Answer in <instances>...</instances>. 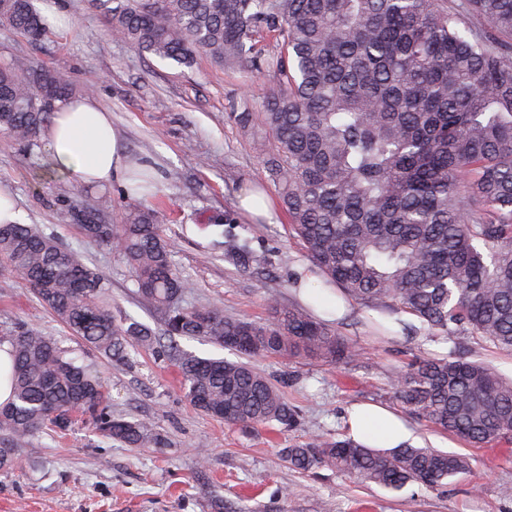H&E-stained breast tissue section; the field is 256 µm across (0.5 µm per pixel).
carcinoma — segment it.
<instances>
[{"label":"carcinoma","instance_id":"cac0c4a2","mask_svg":"<svg viewBox=\"0 0 512 512\" xmlns=\"http://www.w3.org/2000/svg\"><path fill=\"white\" fill-rule=\"evenodd\" d=\"M112 34L179 65L196 53L233 68L271 70L278 87L261 122L264 160L291 230L325 288L357 304L410 314L439 335L469 333L512 352V0H92ZM0 24L38 42L47 24L33 0H0ZM276 32L283 52L262 57L256 36ZM74 93L63 74L0 62V133L31 149L58 105ZM137 171L128 197L147 196ZM68 199L82 237L111 247L136 293L158 312L162 336L112 314L106 284L83 253L33 224H0V272L30 288L71 335L107 361L131 347L176 362L200 412L247 431L300 423L283 386L250 364L178 349L200 339L245 357L355 361L360 353L326 320L270 301L265 322L183 304L192 282L174 243L145 202L122 224H103ZM251 239L231 235L225 255L249 259ZM12 358V394L0 404V470L22 467L19 448L74 413L100 437L129 448H165L142 419L112 416L98 370L53 337L17 324L0 346ZM411 417L474 447L512 439V379L460 356H425L388 382ZM294 469L330 468L399 491L438 489L469 468L467 457L403 446L380 452L317 435L280 449Z\"/></svg>","mask_w":512,"mask_h":512}]
</instances>
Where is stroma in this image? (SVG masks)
<instances>
[{
	"mask_svg": "<svg viewBox=\"0 0 512 512\" xmlns=\"http://www.w3.org/2000/svg\"><path fill=\"white\" fill-rule=\"evenodd\" d=\"M35 5L49 23L45 39L34 43L2 27L0 56L90 86V98L111 114L130 159L152 166L158 185L150 203L175 245L176 267L194 285L187 304L205 301L225 314L263 321L271 315L270 298L296 301L292 280L310 262L282 204L268 218L249 217L238 206L244 186L275 191L263 169L271 136L237 120L242 110L262 111L274 73L229 71L204 53L188 67L138 53L112 35L91 0ZM52 168L46 141L29 150L0 135V186L18 197L24 223L84 252L107 284L114 315L160 331L159 314L136 295L121 256L79 234L67 207L71 182L52 175ZM130 204L115 183L89 186L84 200L109 224L123 223ZM216 214L231 215L232 231L252 237L245 264L214 250L204 225ZM369 314L353 302L335 323L339 336L360 350L359 361L251 358L258 371L285 381L301 423L287 431L258 426L245 432L198 411L169 359L139 348L132 352L133 366L101 363L29 288L0 274V334L24 322L56 338L78 363L100 368L114 416L144 419L169 441L165 448H125L104 441L80 418L64 431L46 429L23 447L22 469L0 471V512H512V498L500 494L503 485H512V444L474 447L416 419L410 426L419 444L469 457L470 470L436 490L393 492L328 468L298 471L282 460L280 449L311 436L346 438L354 404L397 409L388 390L390 371L420 357L462 351L512 378V352L467 333L431 335L406 313L401 319L413 333L377 337L366 325Z\"/></svg>",
	"mask_w": 512,
	"mask_h": 512,
	"instance_id": "1",
	"label": "stroma"
}]
</instances>
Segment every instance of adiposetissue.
<instances>
[{
    "instance_id": "ef3b65f1",
    "label": "adipose tissue",
    "mask_w": 512,
    "mask_h": 512,
    "mask_svg": "<svg viewBox=\"0 0 512 512\" xmlns=\"http://www.w3.org/2000/svg\"><path fill=\"white\" fill-rule=\"evenodd\" d=\"M45 138L55 168L82 184L128 183L130 165L123 142L112 126L109 112L93 99L75 98L54 113ZM347 429L355 441L390 450L415 444L407 423L387 408L358 405L352 408Z\"/></svg>"
}]
</instances>
